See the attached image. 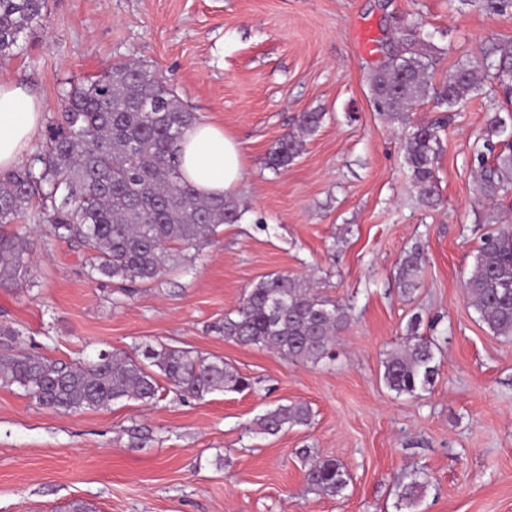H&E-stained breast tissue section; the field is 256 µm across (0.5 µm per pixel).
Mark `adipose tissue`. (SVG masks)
Segmentation results:
<instances>
[{"label": "adipose tissue", "instance_id": "ef3b65f1", "mask_svg": "<svg viewBox=\"0 0 512 512\" xmlns=\"http://www.w3.org/2000/svg\"><path fill=\"white\" fill-rule=\"evenodd\" d=\"M43 100L14 81L0 78V173L18 167L41 126ZM180 170L204 197L232 194L244 173L243 145L212 123L192 126L180 143Z\"/></svg>", "mask_w": 512, "mask_h": 512}]
</instances>
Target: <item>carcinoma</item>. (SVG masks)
<instances>
[{
	"instance_id": "cac0c4a2",
	"label": "carcinoma",
	"mask_w": 512,
	"mask_h": 512,
	"mask_svg": "<svg viewBox=\"0 0 512 512\" xmlns=\"http://www.w3.org/2000/svg\"><path fill=\"white\" fill-rule=\"evenodd\" d=\"M47 6L48 0H0V61L13 55L24 34L42 25ZM482 7L493 15H512V0H482ZM420 31L418 22L400 30L396 51L371 75L369 86L375 111L405 132L413 186L420 201L431 205L442 121L414 124L410 109L431 99L446 112H460L488 81L512 92V43L458 64L436 84L434 55ZM67 98L62 121L37 145L40 172L25 167L0 175V285L27 283L29 242L15 224L32 207L58 234L91 253L90 278L121 283H150L167 265L183 267L170 245L198 250L215 241L221 225L242 219L244 210L236 201L202 198L180 177L179 144L198 117L148 66L114 63L94 79L71 84ZM322 119L320 112L303 113L298 133L280 140L268 156V168H287L299 154V135L316 131ZM473 162L477 203L512 192V128L498 115L488 118L484 150ZM484 221L497 228L483 237L464 288L490 332L508 341L512 225L500 223L492 207ZM422 266L416 250L401 259L398 280L404 290L416 287ZM346 325L344 310L304 279L271 273L246 289L237 307L224 315L222 332L229 342L317 364L332 357ZM17 336L11 324H0V387L16 386L40 405L65 412L108 409L123 400L149 404L162 390L161 379L177 393L198 399L250 387L224 360L172 344L67 364L15 350ZM435 347L426 337H406L382 362L386 387L413 397L429 390L438 373ZM309 420L308 405L294 403L266 411L256 426L261 434L276 435ZM306 481L311 492L336 497L348 485V473L338 460L322 458L310 465Z\"/></svg>"
}]
</instances>
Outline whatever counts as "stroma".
Segmentation results:
<instances>
[{"instance_id":"obj_1","label":"stroma","mask_w":512,"mask_h":512,"mask_svg":"<svg viewBox=\"0 0 512 512\" xmlns=\"http://www.w3.org/2000/svg\"><path fill=\"white\" fill-rule=\"evenodd\" d=\"M437 58L435 81L512 41V17L480 0H48L44 23L0 62V77L45 104L43 128L65 112L70 81L117 62L148 65L200 120L242 143L245 214L134 294L91 279L89 255L56 236L40 211L27 285L0 286V323L32 353L72 363L161 342L224 358L252 381L198 400L164 386L151 406L126 401L65 413L0 387V512H512V343L493 336L466 299L483 236L471 164L487 119L512 125V97L485 86L441 131L440 203L418 199L401 128L371 104L369 78L409 21ZM304 112H320L288 168L266 165ZM420 249L416 288L396 275ZM307 280L342 306L334 360L288 361L225 341V313L263 276ZM434 339L438 375L421 396L382 379L409 333ZM303 402L308 425L252 430L280 404ZM349 474L341 495L308 492L311 459ZM426 485L415 504L401 493Z\"/></svg>"}]
</instances>
